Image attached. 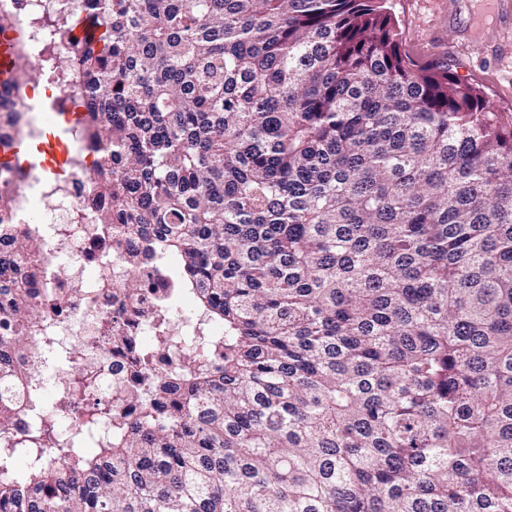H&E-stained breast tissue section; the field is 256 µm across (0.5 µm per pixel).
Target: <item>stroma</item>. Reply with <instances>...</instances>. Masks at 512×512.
I'll return each instance as SVG.
<instances>
[{"instance_id":"stroma-1","label":"stroma","mask_w":512,"mask_h":512,"mask_svg":"<svg viewBox=\"0 0 512 512\" xmlns=\"http://www.w3.org/2000/svg\"><path fill=\"white\" fill-rule=\"evenodd\" d=\"M457 2L453 24L448 21V0H386L385 5L413 57L447 64L454 76L483 91L502 117L512 120V41L490 31L482 42H466L472 4Z\"/></svg>"}]
</instances>
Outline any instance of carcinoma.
Here are the masks:
<instances>
[{
	"label": "carcinoma",
	"mask_w": 512,
	"mask_h": 512,
	"mask_svg": "<svg viewBox=\"0 0 512 512\" xmlns=\"http://www.w3.org/2000/svg\"><path fill=\"white\" fill-rule=\"evenodd\" d=\"M380 2L27 21L43 79L85 86L98 222L177 257L224 335L173 405L150 373L139 420L102 408L93 453L39 416L0 447V512H512V121ZM41 315L0 306V385Z\"/></svg>",
	"instance_id": "cac0c4a2"
}]
</instances>
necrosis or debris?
<instances>
[{"label":"necrosis or debris","instance_id":"4bbe7bcc","mask_svg":"<svg viewBox=\"0 0 512 512\" xmlns=\"http://www.w3.org/2000/svg\"><path fill=\"white\" fill-rule=\"evenodd\" d=\"M22 92L30 104L47 99L67 110L85 101L81 87L38 79ZM70 143L74 160L61 174L51 177L30 166L0 182V196L16 198L0 210V222L26 236L30 246L28 263L13 268L14 283L43 311L33 331L37 348L20 363L24 381L9 420L0 425V443L27 429L37 409L29 400L34 389L82 405L97 394L109 397L135 418L136 351L153 345L158 324H166L176 340L154 354L152 368L164 378L186 365L195 336L220 331L184 297L170 261L147 251L140 233L125 229L118 217L98 223L86 198L91 148L76 131ZM56 339L74 351L62 371L45 351Z\"/></svg>","mask_w":512,"mask_h":512}]
</instances>
